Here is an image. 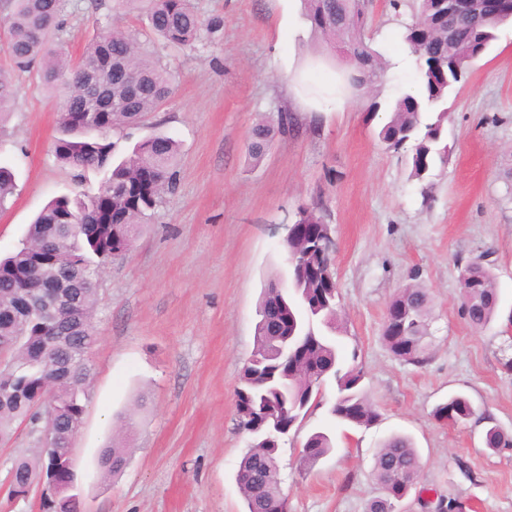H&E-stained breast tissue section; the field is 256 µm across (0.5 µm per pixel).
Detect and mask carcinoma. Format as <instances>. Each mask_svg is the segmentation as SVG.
Segmentation results:
<instances>
[{
	"mask_svg": "<svg viewBox=\"0 0 512 512\" xmlns=\"http://www.w3.org/2000/svg\"><path fill=\"white\" fill-rule=\"evenodd\" d=\"M121 2L144 6L151 31L165 44L181 49L193 47L202 33L213 34L221 26L215 18L202 17L190 0ZM5 5L11 65L0 67V114L18 103L14 70L35 71L42 85L63 99L57 113L61 133L54 146L57 160L103 173L98 193L112 195V229L123 225L119 235L84 231L79 225L97 223L96 195H63L39 211L20 247L0 259V438L10 437L20 424L35 438L37 428L49 419L67 427L84 418L91 377L88 353L98 340L93 323L98 307L94 279L115 256L132 249L139 225L155 212L164 191L175 187L180 145L171 136L154 134L116 161L115 143L97 134L102 124L114 129L140 123L171 92L172 73L135 35L114 26L96 35L73 61L62 46L50 41L61 27L62 0H5ZM370 6L371 0H303L304 19L313 32L333 48L336 40L345 42L351 66L345 84L363 93L372 91L389 67L364 35ZM506 18L481 2L467 14L450 16L442 0H417L412 20L400 24L401 40L415 58L419 78L387 107L391 116L378 138L389 149L412 151V174L417 179L446 164L448 146L442 144V133L448 96L468 81L473 62L490 47ZM101 77L104 105L91 110L86 98L91 84ZM291 125L292 117L285 111L276 127L267 121L257 123L248 143L249 158L260 160L274 129L284 132ZM14 187L13 171L0 165V206ZM283 248L295 265L286 287L271 283L262 292L259 310H276L278 316L256 324L255 347L236 391L238 429L249 433L251 428L244 405L257 415L267 412L295 426L329 381L337 388L330 415L347 426L367 428L376 423L379 413L362 386L361 371L342 370L343 356L336 345L338 298L333 283L313 272L325 271L333 258L311 245L299 230L288 233ZM39 254L48 256L50 267L77 297L68 342L57 341L58 323L35 318L23 325L8 314L14 294L38 285L34 258ZM469 282L460 295L461 306L470 324L483 328L498 310L495 278L482 263L474 262L469 265ZM429 302L426 289L406 285L388 304L393 318L403 313L406 319L398 335L382 334L384 344L394 357L414 366L424 365L429 355ZM449 413L457 422L473 417L475 409L466 396L455 394L434 410L439 420ZM250 437L237 471L244 512H277L278 452L285 438L253 433ZM486 447L493 451L512 447V435L491 427L486 431ZM332 449L327 433H312L303 445L300 468H314ZM66 453L65 448L36 443L33 457L14 462L10 486H30L44 478L68 485L72 475L61 463ZM126 463L127 449L116 445L102 449L98 459L100 470L110 476L120 473ZM420 469L419 453L408 437L385 440L372 467L382 493L368 503L367 512H394L397 499L412 489Z\"/></svg>",
	"mask_w": 512,
	"mask_h": 512,
	"instance_id": "carcinoma-1",
	"label": "carcinoma"
}]
</instances>
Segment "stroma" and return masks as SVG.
Masks as SVG:
<instances>
[{"label":"stroma","mask_w":512,"mask_h":512,"mask_svg":"<svg viewBox=\"0 0 512 512\" xmlns=\"http://www.w3.org/2000/svg\"><path fill=\"white\" fill-rule=\"evenodd\" d=\"M100 2L64 0L59 39L71 57L115 21L174 75L157 112L111 132L117 157L157 130L176 138L181 153L174 189L132 250L99 276V341L74 437L82 512H243L235 475L250 439L236 426L235 392L254 348L261 291L288 280L282 242L303 208L331 226L337 343L346 366L363 371L380 417L367 428L340 425L329 415L335 390H323L280 450L288 512H365L380 493L374 457L394 434L411 437L423 461L403 512H430L437 493L459 512H512V448L484 444L490 427L512 434V24L450 97L448 162L419 180L408 153L379 142L389 114L369 115L368 100L344 96L337 112L295 106L294 71L325 49L301 19L299 0H193L198 13L224 25L191 51L156 42L138 11ZM411 4L372 0L375 48L404 59L375 89L381 102L417 77L397 38ZM18 80L16 108L0 116V163L15 174L0 210V257L17 249L48 201L97 191L102 180L57 162L59 101L35 75ZM283 110L293 131L276 135L252 161V126ZM476 261L492 268L500 295L495 319L482 329L459 303L460 274ZM409 283L431 298L432 346L420 367L393 357L381 339L386 308ZM454 393L470 399L475 416L439 422L435 407ZM130 412L134 430L120 431L119 416ZM316 430L331 434L335 448L300 471L302 446ZM114 442L128 446V464L107 476L97 458ZM34 445L22 427L0 441V512H43L39 490L18 501L8 496L13 461Z\"/></svg>","instance_id":"stroma-1"}]
</instances>
